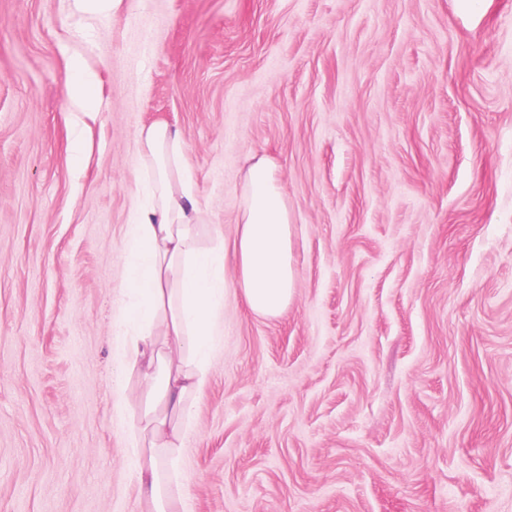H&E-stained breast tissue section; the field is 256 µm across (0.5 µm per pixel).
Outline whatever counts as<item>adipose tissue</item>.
<instances>
[{"instance_id": "ef3b65f1", "label": "adipose tissue", "mask_w": 512, "mask_h": 512, "mask_svg": "<svg viewBox=\"0 0 512 512\" xmlns=\"http://www.w3.org/2000/svg\"><path fill=\"white\" fill-rule=\"evenodd\" d=\"M135 140L150 177L123 240L129 261L112 324L118 340L112 387L124 404L129 376L138 373L144 405L130 418L128 468L147 512H176L184 494L179 458L208 384L225 294L240 293L262 317L279 316L292 296L288 201L272 163L250 158L232 251L218 235L203 243L204 210L179 130L158 121L139 127Z\"/></svg>"}]
</instances>
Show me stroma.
Masks as SVG:
<instances>
[{"mask_svg": "<svg viewBox=\"0 0 512 512\" xmlns=\"http://www.w3.org/2000/svg\"><path fill=\"white\" fill-rule=\"evenodd\" d=\"M158 120L225 247L270 158L295 275L224 300L178 512H512V0H0V512L144 510L112 318ZM70 67L80 75V83L71 91V98L80 112H94L97 109V101L87 93V88L94 84L96 74L86 69L81 57L73 56L70 59Z\"/></svg>", "mask_w": 512, "mask_h": 512, "instance_id": "35a3bbf8", "label": "stroma"}]
</instances>
